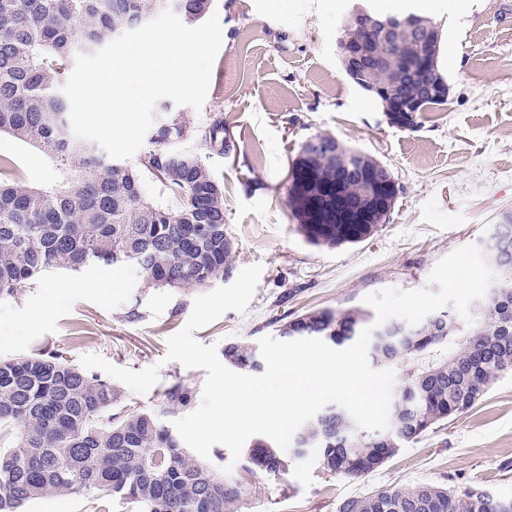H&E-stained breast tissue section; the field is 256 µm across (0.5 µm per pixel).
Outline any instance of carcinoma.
Masks as SVG:
<instances>
[{
  "instance_id": "carcinoma-1",
  "label": "carcinoma",
  "mask_w": 512,
  "mask_h": 512,
  "mask_svg": "<svg viewBox=\"0 0 512 512\" xmlns=\"http://www.w3.org/2000/svg\"><path fill=\"white\" fill-rule=\"evenodd\" d=\"M163 0H0V133L45 149L75 178L42 187L18 182L12 164L0 179V298L54 270L128 266L156 287H205L228 277L234 240L224 228V187L207 157L176 145L189 131L178 118L159 123L150 149L134 168L110 158L96 143L69 127L68 104L57 93L77 51L92 52L109 38L161 6ZM214 0H178L186 22L210 15ZM433 38L417 33L383 40L373 50L431 69L402 82L389 66L349 77L363 93L385 88L391 97L420 100L427 110L448 100L450 84L439 65L441 35L418 16ZM201 139L224 153V119L201 130ZM320 139L351 165L376 169L381 162L331 136ZM314 181L333 184L336 157L309 159ZM161 185L166 198L143 193L144 177ZM308 193L288 182L287 197L297 231L316 246L338 247L371 238L378 224H310ZM511 250L487 252L496 280L478 317L462 323L449 314L404 332L399 321L376 328L369 357L380 366L402 365L392 395L389 431L357 428L339 405L306 422L297 433L323 468L357 479L380 467L403 445L440 423L469 412L499 376L512 371V215L494 225ZM289 340L319 338L342 346L357 339L369 316L360 309L312 310L280 318ZM224 361L238 369L259 367L250 343L231 342ZM193 404V391L178 382L153 408L132 406L111 381L70 363L62 349L0 360V512H20L48 493L95 495V512H110L111 500L140 512H249L243 480L192 458L162 418ZM298 455L256 439L244 470L278 476ZM337 512H512V500L492 503L488 490L467 484L425 483L410 490L380 489L343 499Z\"/></svg>"
}]
</instances>
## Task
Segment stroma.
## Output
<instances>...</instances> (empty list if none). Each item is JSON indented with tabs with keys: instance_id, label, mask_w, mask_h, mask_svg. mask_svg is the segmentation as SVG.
Here are the masks:
<instances>
[{
	"instance_id": "35a3bbf8",
	"label": "stroma",
	"mask_w": 512,
	"mask_h": 512,
	"mask_svg": "<svg viewBox=\"0 0 512 512\" xmlns=\"http://www.w3.org/2000/svg\"><path fill=\"white\" fill-rule=\"evenodd\" d=\"M358 0H215L222 46L202 111L180 107L189 130L224 119L226 152L200 139L224 186V222L235 242L233 267L263 272L246 313L230 311L197 330L204 343L278 336L281 315L314 308H364L387 288H425L436 264L457 248L482 246L512 212V0H419L442 33L440 61L450 80L444 105L411 130L345 76L338 23ZM329 135L374 156L392 173L398 196L373 237L336 248L307 243L290 217L289 168L302 143ZM30 184L59 180L41 149L0 134V158ZM199 287L158 288L131 268L53 272L0 299V359L65 349L135 371L160 364L158 383L127 392L158 405L174 383L201 393L205 370L165 361L166 340L187 322ZM139 319L129 320V310ZM251 512H336L365 489L464 483L512 497V374L502 376L468 414L404 445L373 473L332 475L315 457L285 475L249 476Z\"/></svg>"
}]
</instances>
